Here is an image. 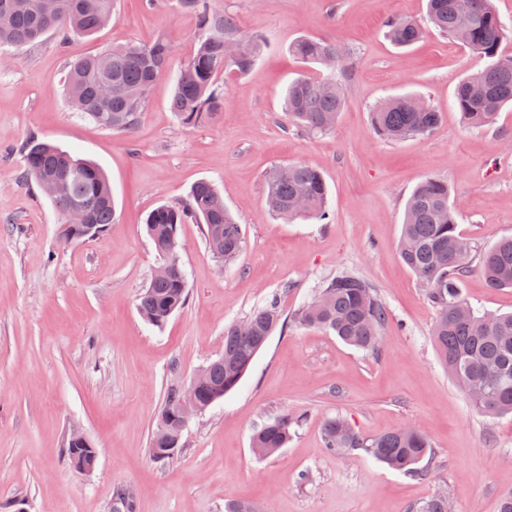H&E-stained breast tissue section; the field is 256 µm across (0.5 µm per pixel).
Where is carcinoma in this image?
Wrapping results in <instances>:
<instances>
[{
  "label": "carcinoma",
  "mask_w": 512,
  "mask_h": 512,
  "mask_svg": "<svg viewBox=\"0 0 512 512\" xmlns=\"http://www.w3.org/2000/svg\"><path fill=\"white\" fill-rule=\"evenodd\" d=\"M36 0H0V47H23L54 31L91 37L112 23L116 0H59L58 10L45 16ZM178 6L200 19L197 48L178 74L170 107L185 125H195L216 115L222 106L219 80L228 71L244 73L263 54L267 40L242 31L235 20L212 7L211 0H178ZM428 21L432 27L463 44L487 60L486 66L466 75L454 94V104L472 127L492 124L501 109L512 103V57L499 55L504 25L492 0H428ZM390 41L409 47L425 34L415 21L386 19ZM296 59L329 70L322 77L302 76L288 85L285 107L295 124L311 133H325L336 126L346 104L343 76L347 70L339 61L336 45L330 41L301 37L289 45ZM171 46L158 40L150 46L126 44L101 49L73 62L66 80V95L72 109L102 128L125 135L138 128L147 94L166 68ZM417 97L387 98L371 112L375 132L389 141L424 137L441 123L442 113L431 106L416 109ZM22 151L26 176L35 182L53 180L62 187L48 198L60 215L78 203L88 208L89 226L83 232L60 233L63 241L100 236L114 219L112 188L104 172L93 162L76 157L46 142L30 141ZM328 190L320 172L302 164L280 166L266 177V202L275 215L294 220L329 219ZM194 219L202 224L205 242L212 254L226 263L241 252V225L224 207V198L211 182L193 185L186 202L160 206L146 219V230L160 259L149 284L143 290L138 310L143 319L162 326L168 313L182 308L187 300V280L179 257V228ZM399 256L428 293L438 310L432 336L443 365L472 406L488 417L512 414V313H476L462 293V278L470 271L472 245L458 231L457 209L450 202L448 183L429 178L420 183L406 202L399 243ZM480 270L491 288H512V238H503L485 251ZM282 310L273 297L255 308L248 319L251 335H242L237 323L224 327V355L210 363L207 390L196 394L204 406L210 391L227 394L239 384L254 359V346L278 326ZM300 325L318 328L342 342L365 351H375L381 329L388 321V309L364 279L340 274L327 279L317 295L294 315ZM183 391L168 390L157 423H165L181 407ZM294 419L286 415L264 425L252 438L259 457H268L291 439ZM325 448L337 455L362 450L390 469L408 476L424 473L433 456L427 436L416 426L364 437L341 416L322 423ZM173 444L171 430L156 429L150 454ZM95 451L94 447L67 442L65 456L71 466ZM128 487L113 489L112 505L122 512H135V500H126ZM224 512H261L247 499L224 503ZM415 512H448V498L436 495Z\"/></svg>",
  "instance_id": "obj_1"
}]
</instances>
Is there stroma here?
<instances>
[{"label": "stroma", "mask_w": 512, "mask_h": 512, "mask_svg": "<svg viewBox=\"0 0 512 512\" xmlns=\"http://www.w3.org/2000/svg\"><path fill=\"white\" fill-rule=\"evenodd\" d=\"M213 3L268 45L249 72L224 76L221 111L194 126L170 109L198 34L176 0H117L115 22L94 39L50 33L0 63V512H112L117 485L134 490L136 512H224L229 499L267 512H411L440 492L454 512H498L512 492V415L477 414L451 379L433 343L437 309L398 244L407 199L428 178L448 183L458 229L477 251L512 236V107L469 127L454 92L485 59L431 28L408 48L388 39L386 18L425 23L426 0ZM302 36L334 42L351 69L344 110L324 134L289 124L284 110L289 83L322 72L289 53ZM161 37L171 58L132 136L71 110L70 62ZM406 93L442 112V124L422 138L378 137L373 108ZM32 138L107 173L115 219L97 239L61 240L60 215L24 177L21 147ZM287 164L321 172L330 223H289L268 209L266 176ZM200 180L218 186L245 247L221 264L201 225L184 224L188 302L156 327L137 310L159 263L145 220ZM342 272L367 281L389 310L377 353L292 320ZM463 288L478 312L512 311V289L488 287L479 269ZM274 296L284 325L240 384L189 422L174 459L156 463L150 440L168 387L222 355L225 325ZM285 414L298 419L292 440L255 456L253 435ZM337 414L365 436L421 428L435 452L427 474L403 475L362 451L332 454L320 428ZM75 433L98 450L90 473L64 456Z\"/></svg>", "instance_id": "1"}]
</instances>
